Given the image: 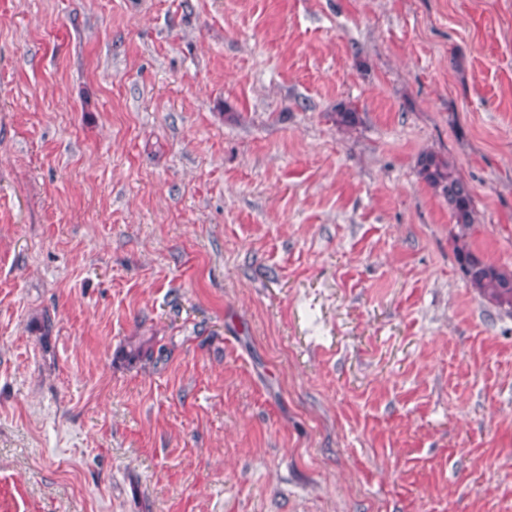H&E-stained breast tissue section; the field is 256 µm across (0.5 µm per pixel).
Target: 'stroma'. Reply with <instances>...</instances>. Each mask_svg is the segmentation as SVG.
Returning <instances> with one entry per match:
<instances>
[{"label": "stroma", "instance_id": "stroma-1", "mask_svg": "<svg viewBox=\"0 0 512 512\" xmlns=\"http://www.w3.org/2000/svg\"><path fill=\"white\" fill-rule=\"evenodd\" d=\"M425 152L512 270V0H0V512H512Z\"/></svg>", "mask_w": 512, "mask_h": 512}]
</instances>
